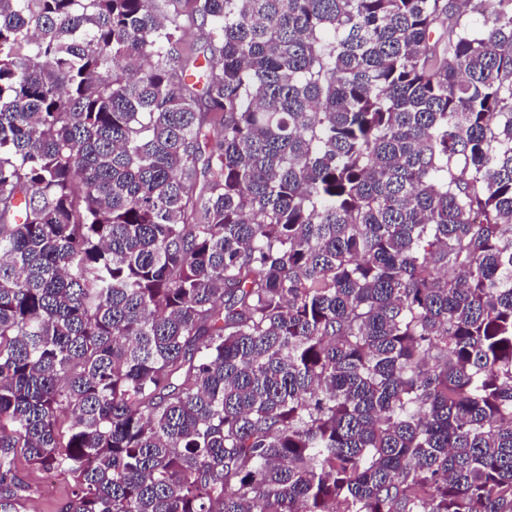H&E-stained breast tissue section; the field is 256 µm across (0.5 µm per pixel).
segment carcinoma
Segmentation results:
<instances>
[{"label":"carcinoma","instance_id":"1","mask_svg":"<svg viewBox=\"0 0 512 512\" xmlns=\"http://www.w3.org/2000/svg\"><path fill=\"white\" fill-rule=\"evenodd\" d=\"M22 464L512 512V0H0V512ZM178 24L185 32L186 40L194 44L197 52H202L207 41L208 25H203L200 19L194 18L193 20L188 13H184L179 18Z\"/></svg>","mask_w":512,"mask_h":512}]
</instances>
